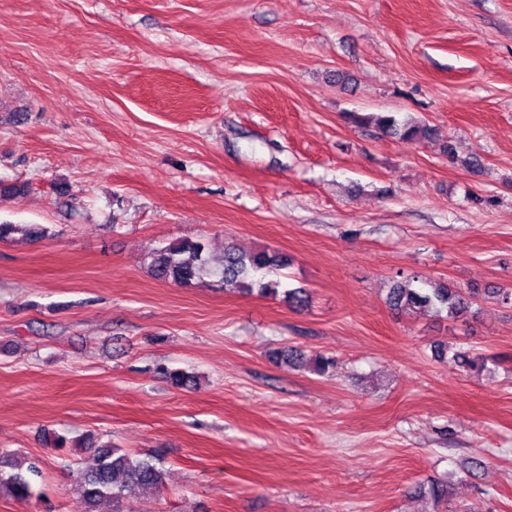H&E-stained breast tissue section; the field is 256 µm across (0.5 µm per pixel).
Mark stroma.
<instances>
[{"label":"stroma","instance_id":"stroma-1","mask_svg":"<svg viewBox=\"0 0 512 512\" xmlns=\"http://www.w3.org/2000/svg\"><path fill=\"white\" fill-rule=\"evenodd\" d=\"M0 181L49 229L0 240V453L38 468L0 512H78L90 434L162 459L129 512H512V0H0ZM176 238L278 250L306 305L154 279ZM401 272L472 313L391 310ZM351 119L359 125L373 124L385 134L404 141L420 142L431 138L433 129L426 124L409 119L398 120L394 115H352Z\"/></svg>","mask_w":512,"mask_h":512}]
</instances>
